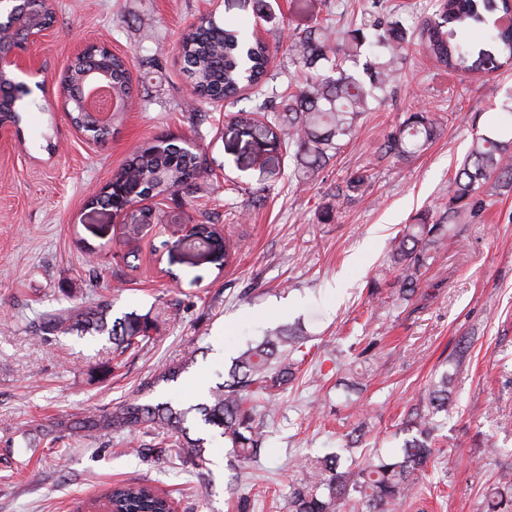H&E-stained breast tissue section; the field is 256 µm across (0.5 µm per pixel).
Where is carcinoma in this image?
<instances>
[{"label": "carcinoma", "mask_w": 512, "mask_h": 512, "mask_svg": "<svg viewBox=\"0 0 512 512\" xmlns=\"http://www.w3.org/2000/svg\"><path fill=\"white\" fill-rule=\"evenodd\" d=\"M498 13L512 15V0H441L438 17H426L416 38L407 37L397 23L383 13L366 17L348 30L345 48L338 53L336 30L317 23L291 35V65L288 85L295 91H276V75L269 71L268 45L251 35L247 25L220 24L202 17L179 40L177 50L184 75L199 101L249 102L239 110V118L263 117L256 125L260 137L294 149L302 168L314 173L336 155L355 135L358 118L371 104L384 102L398 80L402 54L419 46L437 64L452 72H465L471 47L463 39L443 30L447 24L459 28L480 27L497 46L503 64L512 65V24L488 23ZM366 52L362 71L344 68L349 57ZM95 59L112 69V94L120 99L133 97L126 59L96 51ZM440 118L432 112H412L384 135L378 152L397 163L431 143L439 134ZM206 172L202 160L183 140L164 137L137 149L112 177V190L100 191L90 204L112 205L117 210L138 199L190 192ZM368 176L357 172L337 190L336 203L349 194L364 193ZM512 191V129L505 126L473 136L468 153L455 169L448 187V204L441 223L422 221L410 224L392 242V269L397 272L399 297L411 301L424 273L437 254L453 247L457 235L444 224H456L462 215H477L483 208L484 190ZM158 214L142 207L132 212L128 235L135 225L151 224ZM203 241L215 249L228 250L229 239L209 223L199 224ZM108 307H62L42 317L47 331L55 333H108L113 348L123 353L142 348L150 340L151 327L131 333L122 322L107 327ZM307 337L295 333L266 336L234 358L228 379L210 388L203 399L186 405L153 392L188 372L192 361L184 360L160 368L146 384L147 395L114 410L92 413L75 420H58L45 431L79 435L96 431L104 436L129 431L140 425L162 430L171 441L160 442L151 452L158 457L175 455L200 469L206 463L207 444L224 439L231 453L243 460L257 458L266 442L263 424L256 421L252 403L258 394L287 385L294 377L293 355L302 351ZM453 377L443 373L422 398L409 425L416 435L405 441L394 455H376L352 469L340 467V457L327 454L299 464L301 478L288 496V512H337L340 501L353 500L359 512H397V507L413 494L428 463L439 449L432 433L437 416L448 414L452 404ZM113 512H170L167 497L151 486L127 482L106 494Z\"/></svg>", "instance_id": "obj_1"}]
</instances>
